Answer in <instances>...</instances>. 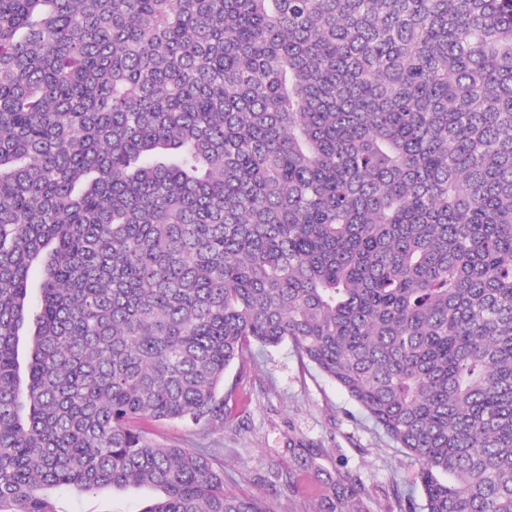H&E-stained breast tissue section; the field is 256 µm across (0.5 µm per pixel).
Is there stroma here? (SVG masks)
Returning a JSON list of instances; mask_svg holds the SVG:
<instances>
[{
  "label": "stroma",
  "instance_id": "1",
  "mask_svg": "<svg viewBox=\"0 0 512 512\" xmlns=\"http://www.w3.org/2000/svg\"><path fill=\"white\" fill-rule=\"evenodd\" d=\"M224 385L235 388L238 400L230 404L223 429L202 435L160 422L152 428L153 440L222 449L225 490L268 498L276 512H308L322 469L360 477L372 498L371 512H400L405 499L414 512H424L418 463L336 383L302 361L291 343L252 347L244 362L226 371ZM298 441L313 446L317 458L304 475L308 499L291 502L274 489L277 473L294 467L288 446ZM155 496L149 489L107 487L59 495L57 506L60 512H141Z\"/></svg>",
  "mask_w": 512,
  "mask_h": 512
}]
</instances>
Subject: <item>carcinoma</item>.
Masks as SVG:
<instances>
[{"instance_id":"obj_1","label":"carcinoma","mask_w":512,"mask_h":512,"mask_svg":"<svg viewBox=\"0 0 512 512\" xmlns=\"http://www.w3.org/2000/svg\"><path fill=\"white\" fill-rule=\"evenodd\" d=\"M286 341L426 512H512V0H0V512H274L144 424ZM158 493L149 489L102 488L57 495L60 512H139Z\"/></svg>"}]
</instances>
